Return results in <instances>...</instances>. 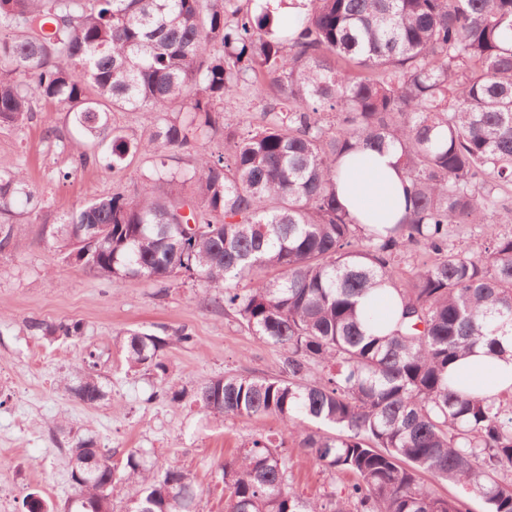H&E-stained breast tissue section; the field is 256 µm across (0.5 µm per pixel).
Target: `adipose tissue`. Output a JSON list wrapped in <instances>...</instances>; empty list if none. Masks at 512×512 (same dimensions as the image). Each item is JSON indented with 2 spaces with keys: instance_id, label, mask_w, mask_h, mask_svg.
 Listing matches in <instances>:
<instances>
[{
  "instance_id": "adipose-tissue-1",
  "label": "adipose tissue",
  "mask_w": 512,
  "mask_h": 512,
  "mask_svg": "<svg viewBox=\"0 0 512 512\" xmlns=\"http://www.w3.org/2000/svg\"><path fill=\"white\" fill-rule=\"evenodd\" d=\"M336 194L359 224H394L406 211L405 187L396 156L389 151L358 150L344 156ZM463 387L482 397H494L512 388V359L476 347L448 367Z\"/></svg>"
}]
</instances>
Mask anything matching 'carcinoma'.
<instances>
[{"label":"carcinoma","mask_w":512,"mask_h":512,"mask_svg":"<svg viewBox=\"0 0 512 512\" xmlns=\"http://www.w3.org/2000/svg\"><path fill=\"white\" fill-rule=\"evenodd\" d=\"M241 0H0V125L22 127L39 106L66 113L83 164L109 170L145 153L159 168L195 152L189 196L146 180L67 211L50 210L22 168L0 166V254L22 224L42 225L66 258L111 281L164 289L186 277L224 299L252 335L277 346L275 377L227 372L171 391L207 416H277L307 456L354 481L307 502L288 484L286 440L255 439L224 462L225 512H469L436 495L428 473L512 512V391L481 398L448 365L483 344L511 354L512 0H291L295 25ZM267 99L262 124L202 148L241 88ZM140 112L146 140L112 126ZM393 151L408 183L396 224L366 230L336 195L339 160ZM196 225V229L188 225ZM457 224L478 227L469 250ZM426 259L409 271L404 255ZM388 286L401 310L374 329L357 298ZM26 331L77 343L79 320L32 317ZM129 367L166 374V338L120 333ZM90 352L72 397H106ZM308 419L318 428L303 427ZM74 502L112 504L117 466L92 436L69 448ZM122 480L131 512H196L203 489L177 464L132 450Z\"/></svg>","instance_id":"1"}]
</instances>
